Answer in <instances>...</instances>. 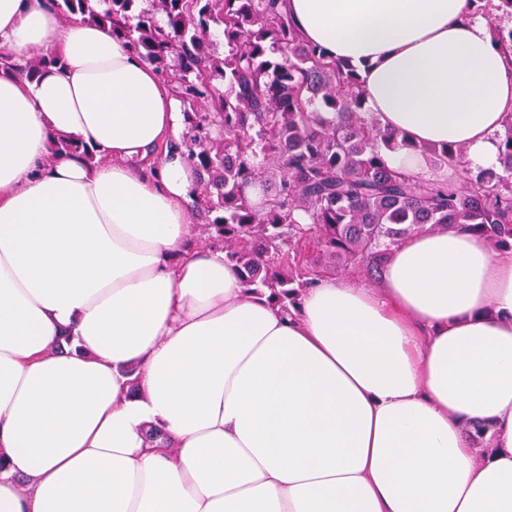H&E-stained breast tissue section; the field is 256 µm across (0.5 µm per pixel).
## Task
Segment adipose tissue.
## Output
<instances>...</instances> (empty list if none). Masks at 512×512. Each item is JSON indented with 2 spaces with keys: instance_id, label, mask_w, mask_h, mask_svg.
I'll list each match as a JSON object with an SVG mask.
<instances>
[{
  "instance_id": "ef3b65f1",
  "label": "adipose tissue",
  "mask_w": 512,
  "mask_h": 512,
  "mask_svg": "<svg viewBox=\"0 0 512 512\" xmlns=\"http://www.w3.org/2000/svg\"><path fill=\"white\" fill-rule=\"evenodd\" d=\"M278 2L361 66L388 167L500 170L512 63L468 0ZM0 47L59 60L0 71V512H512V249L412 236L282 311L186 249L194 174L155 156L183 115L127 40L0 0Z\"/></svg>"
}]
</instances>
